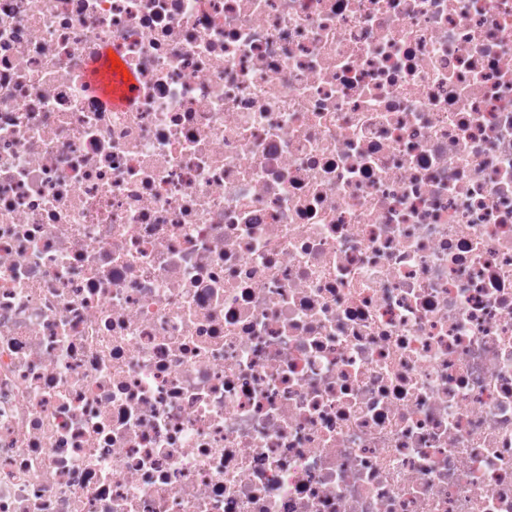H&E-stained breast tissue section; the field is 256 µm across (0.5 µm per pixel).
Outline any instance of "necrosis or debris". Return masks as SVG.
Here are the masks:
<instances>
[{"label":"necrosis or debris","mask_w":512,"mask_h":512,"mask_svg":"<svg viewBox=\"0 0 512 512\" xmlns=\"http://www.w3.org/2000/svg\"><path fill=\"white\" fill-rule=\"evenodd\" d=\"M0 512H512V0H0ZM112 55L113 58H110L109 52L102 46L89 62L90 77L113 108H129L133 102L134 76L114 53ZM113 61H116V65H113ZM124 73H127V77H124Z\"/></svg>","instance_id":"1"}]
</instances>
